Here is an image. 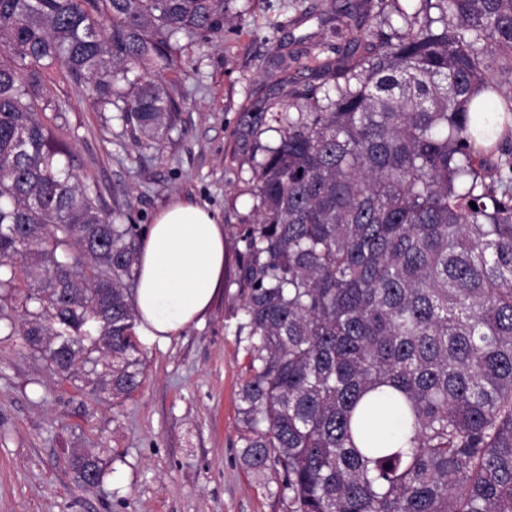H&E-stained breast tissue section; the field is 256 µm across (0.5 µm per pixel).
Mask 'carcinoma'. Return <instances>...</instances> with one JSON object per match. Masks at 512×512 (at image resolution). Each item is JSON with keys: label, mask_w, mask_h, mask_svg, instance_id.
<instances>
[{"label": "carcinoma", "mask_w": 512, "mask_h": 512, "mask_svg": "<svg viewBox=\"0 0 512 512\" xmlns=\"http://www.w3.org/2000/svg\"><path fill=\"white\" fill-rule=\"evenodd\" d=\"M233 2L0 0V324L116 400L144 374L138 227L62 162L50 70L158 148L180 40ZM376 7L368 52L252 107L279 138L239 238L242 462L281 468L288 512H512V0Z\"/></svg>", "instance_id": "1"}]
</instances>
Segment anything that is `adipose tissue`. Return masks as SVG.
Here are the masks:
<instances>
[{
  "mask_svg": "<svg viewBox=\"0 0 512 512\" xmlns=\"http://www.w3.org/2000/svg\"><path fill=\"white\" fill-rule=\"evenodd\" d=\"M224 227L199 205L175 200L144 237L133 302L139 330L161 343L203 321L224 286Z\"/></svg>",
  "mask_w": 512,
  "mask_h": 512,
  "instance_id": "adipose-tissue-1",
  "label": "adipose tissue"
}]
</instances>
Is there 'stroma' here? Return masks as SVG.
I'll list each match as a JSON object with an SVG mask.
<instances>
[{"label": "stroma", "instance_id": "1", "mask_svg": "<svg viewBox=\"0 0 512 512\" xmlns=\"http://www.w3.org/2000/svg\"><path fill=\"white\" fill-rule=\"evenodd\" d=\"M234 10L221 32L181 40V64L165 75L179 112L161 147L51 74L65 103L54 123L103 208L145 229L172 199L206 207L228 258L201 324L166 344L141 337L144 380L124 399L58 378L23 336L0 332V512H287L281 470L255 473L240 459L237 392L250 356L239 234L256 220L249 110L289 55L334 63L342 53L328 0H236ZM84 451L105 471L89 490L70 465Z\"/></svg>", "mask_w": 512, "mask_h": 512}]
</instances>
